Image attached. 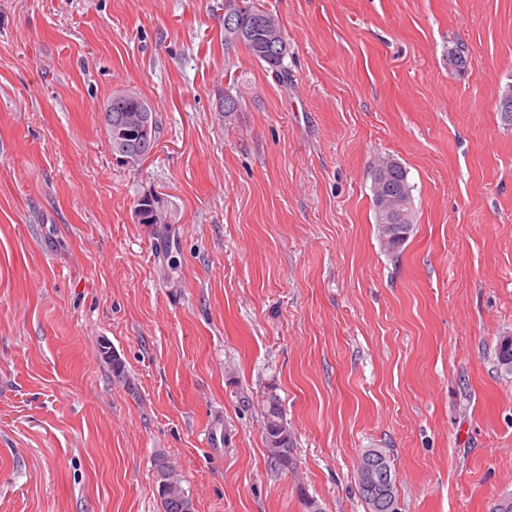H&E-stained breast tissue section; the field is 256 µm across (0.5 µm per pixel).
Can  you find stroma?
Listing matches in <instances>:
<instances>
[{
    "instance_id": "obj_1",
    "label": "stroma",
    "mask_w": 512,
    "mask_h": 512,
    "mask_svg": "<svg viewBox=\"0 0 512 512\" xmlns=\"http://www.w3.org/2000/svg\"><path fill=\"white\" fill-rule=\"evenodd\" d=\"M262 2L284 84L225 53L224 0H0V512H162L160 450L194 512H365V448L402 512L512 494V0ZM123 88L160 123L136 165L102 123ZM381 155L414 187L395 258ZM149 194L169 243L137 219ZM379 159L373 161L371 165L369 166V172L368 176L371 180V191H372V206L374 210V216H375V224L377 226L378 235L381 241L382 246L384 247V250L390 254H397V252L400 250L402 245L406 242L408 237L410 236L414 220H413V198H412V191L413 186L409 182V176L407 169L400 165L397 170L395 171L394 177H393V185L395 187L397 195H399L401 198H403L405 201H407L410 204V208H406L407 210H410L409 216L407 218L408 223L404 224H410V229L407 231L404 229L403 225H397L394 224L389 229V232L387 233V237L389 238V241L387 244L384 242V233H383V224H388L390 221L389 218L385 215V213L380 209L375 191L373 188L372 183V172L373 167L372 164L376 163ZM413 223V224H412ZM398 233L404 234L402 236H397ZM408 234L407 236H405ZM262 400L263 434L269 458L274 466L281 470L293 469L294 463V437L284 417L280 397L276 389L270 386ZM279 439L280 445L274 448L271 441Z\"/></svg>"
}]
</instances>
